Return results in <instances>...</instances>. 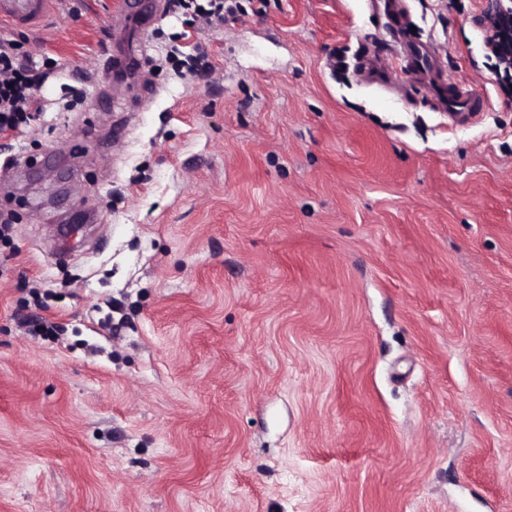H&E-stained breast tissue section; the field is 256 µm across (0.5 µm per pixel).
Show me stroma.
I'll list each match as a JSON object with an SVG mask.
<instances>
[{"label":"stroma","mask_w":512,"mask_h":512,"mask_svg":"<svg viewBox=\"0 0 512 512\" xmlns=\"http://www.w3.org/2000/svg\"><path fill=\"white\" fill-rule=\"evenodd\" d=\"M223 2L0 27V512H512L492 0ZM14 40H0V135L21 133L40 111L39 63ZM13 83V87L9 84ZM485 108L483 97L470 88L456 87L448 94V117L453 121H463L472 118Z\"/></svg>","instance_id":"1"}]
</instances>
